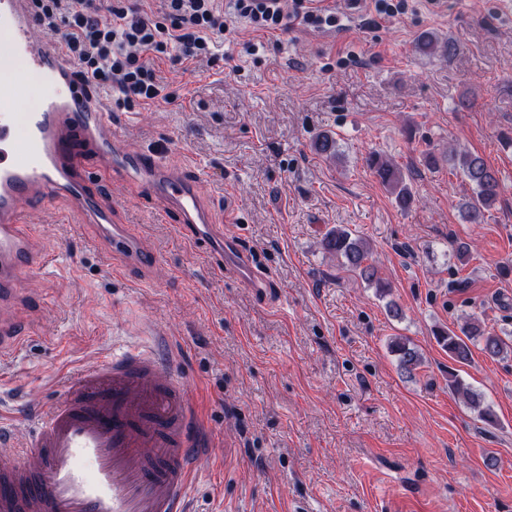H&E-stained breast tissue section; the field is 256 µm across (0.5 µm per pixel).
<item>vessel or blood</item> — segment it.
Wrapping results in <instances>:
<instances>
[{
  "mask_svg": "<svg viewBox=\"0 0 512 512\" xmlns=\"http://www.w3.org/2000/svg\"><path fill=\"white\" fill-rule=\"evenodd\" d=\"M19 61L40 83L41 104L18 109L15 78H0V353L28 334L16 314L24 279L56 262L39 233L48 202L87 225L119 274L149 279L157 253L134 224L115 223L113 183L160 200L178 236L210 247L213 270L251 287L266 275L223 225L195 179L156 154L129 150L105 99L74 81L58 38L39 37L29 0H0V61ZM16 442L0 425V512H190L196 459L185 385L157 355L131 350L67 378L56 405L33 408Z\"/></svg>",
  "mask_w": 512,
  "mask_h": 512,
  "instance_id": "obj_1",
  "label": "vessel or blood"
}]
</instances>
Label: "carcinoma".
<instances>
[{"instance_id":"obj_1","label":"carcinoma","mask_w":512,"mask_h":512,"mask_svg":"<svg viewBox=\"0 0 512 512\" xmlns=\"http://www.w3.org/2000/svg\"><path fill=\"white\" fill-rule=\"evenodd\" d=\"M417 53L429 57H450L456 51V44L451 39H443L436 34L425 32L414 43ZM314 150L327 157L337 155L336 140L327 133L321 134L313 142ZM455 169L473 186V194L462 204L464 218L469 224H484L488 213L500 196V183L496 173L485 163L484 159L471 152L452 154ZM369 165L375 169L382 183L394 194L400 203L408 207L413 203L411 188L401 169L393 162L373 155L369 158ZM324 251L331 255L344 258L345 263L352 270L370 284L385 289L386 284L378 274L374 264L369 262L370 248L366 241L341 227L329 230L321 239ZM437 340L448 350V356L458 362L466 363L471 356L469 343L477 340L482 351L490 358H497L504 353L506 346L502 337L488 332L473 321H466L458 330H439ZM394 351L399 355V366L404 372L410 374L421 362L418 350L405 342H396ZM449 386L468 400L471 408L477 411V417L487 423L493 422L490 408L481 406L478 395L467 390L461 384L458 376L448 373Z\"/></svg>"}]
</instances>
